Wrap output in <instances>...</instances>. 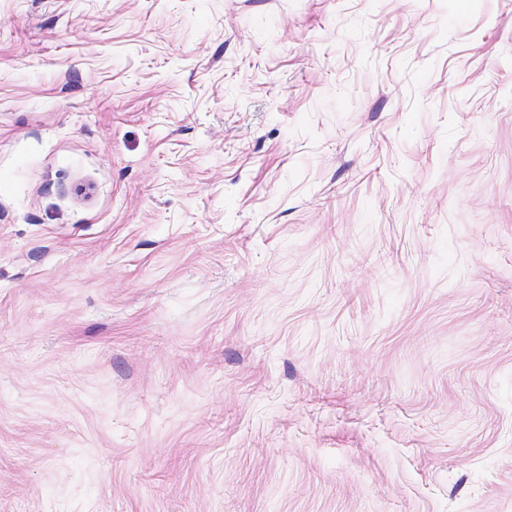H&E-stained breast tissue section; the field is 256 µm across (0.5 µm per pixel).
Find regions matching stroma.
<instances>
[{
	"instance_id": "35a3bbf8",
	"label": "stroma",
	"mask_w": 512,
	"mask_h": 512,
	"mask_svg": "<svg viewBox=\"0 0 512 512\" xmlns=\"http://www.w3.org/2000/svg\"><path fill=\"white\" fill-rule=\"evenodd\" d=\"M0 512H512V0H0Z\"/></svg>"
}]
</instances>
